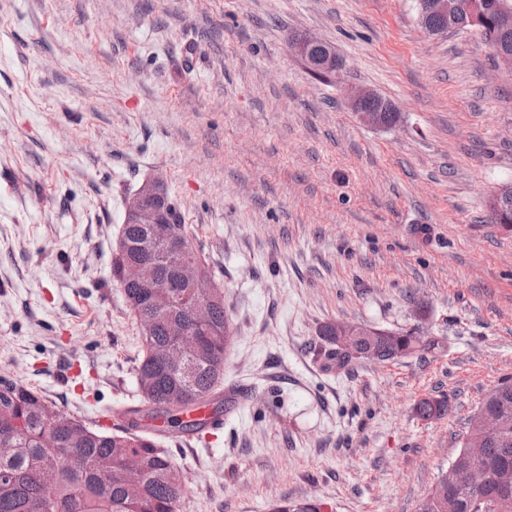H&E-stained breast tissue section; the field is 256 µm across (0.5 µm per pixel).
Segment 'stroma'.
<instances>
[{
    "mask_svg": "<svg viewBox=\"0 0 512 512\" xmlns=\"http://www.w3.org/2000/svg\"><path fill=\"white\" fill-rule=\"evenodd\" d=\"M357 87L401 125L361 123ZM153 175L224 289L223 385L251 392L220 430L162 435L178 512H416L512 377V228L486 207L512 183V72L476 32L426 33L416 0H0V376L90 427L141 400L110 265ZM336 322L445 349L328 371ZM319 40L308 37L294 46L295 52L306 62L309 69L314 72H323L339 75L342 63L336 57L332 49H326V52L316 55L313 49L322 45ZM348 105L358 118L366 125L376 129H391L401 121V112H396L393 104L386 101L381 94L372 89H360L348 98ZM367 103H377L378 106L369 111H360ZM386 112L397 113L395 120H388ZM414 410L422 419L440 418L448 413V400L443 396L423 399L416 404ZM326 508L327 504L321 499L306 498L294 502H288V500L275 502L271 512H326Z\"/></svg>",
    "mask_w": 512,
    "mask_h": 512,
    "instance_id": "obj_1",
    "label": "stroma"
}]
</instances>
